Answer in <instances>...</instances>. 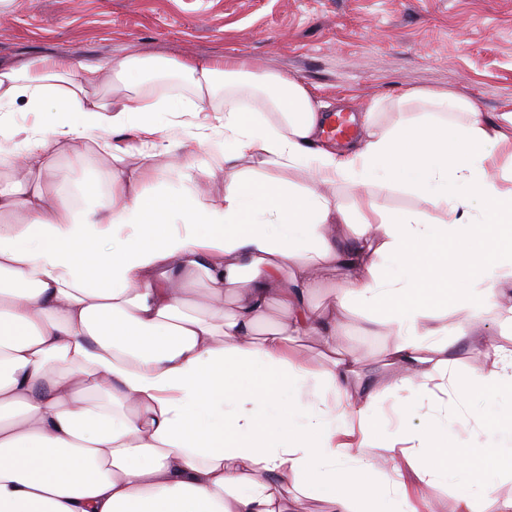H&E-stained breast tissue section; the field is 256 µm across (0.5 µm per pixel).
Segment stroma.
Listing matches in <instances>:
<instances>
[{
  "label": "stroma",
  "instance_id": "obj_1",
  "mask_svg": "<svg viewBox=\"0 0 512 512\" xmlns=\"http://www.w3.org/2000/svg\"><path fill=\"white\" fill-rule=\"evenodd\" d=\"M224 56L254 70L274 71L309 88L326 112L343 111L354 119L349 138L362 136L359 115L370 112L382 127L400 117L398 104L414 89H447L473 101L479 111L512 112V0H6L0 5V64L11 65L44 53L88 63L125 53ZM52 112L0 114V187L16 174L5 167L13 135L51 127ZM172 127L171 154L157 163L179 183L186 165L213 169V193L224 190L221 153L198 154L187 123L203 122L200 114L184 115ZM57 163L77 185L91 183L109 168L84 142H63ZM448 325L443 342L448 365L460 385H471L477 366H490L489 343L512 348L495 312L482 314L478 334L459 338L463 316L454 306L441 308ZM339 350L353 352L360 383L375 392L377 419L366 431L368 458L386 472L384 488L396 487L391 471L393 449L408 447L395 417L409 410L414 434L428 429L429 409L455 414L453 395L430 400L423 392L395 387L404 372L389 364L386 350L396 340L386 326L369 327L366 313L351 308L339 319Z\"/></svg>",
  "mask_w": 512,
  "mask_h": 512
}]
</instances>
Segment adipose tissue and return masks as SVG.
<instances>
[{"mask_svg":"<svg viewBox=\"0 0 512 512\" xmlns=\"http://www.w3.org/2000/svg\"><path fill=\"white\" fill-rule=\"evenodd\" d=\"M176 67L187 93H155L146 77ZM119 100H112L113 91ZM464 114L453 126L430 118L377 128L337 148L321 137L327 116L300 82L255 73L234 58L117 55L88 65L52 53L0 67V112L59 107L53 129L16 137L20 179L0 189V512H299L326 498L331 512H430L408 485L380 501L383 480L354 454L345 424L373 420V392L336 405L358 376L338 352L330 318L303 296L328 272L352 274L336 307L371 311L391 327L387 350L404 383L454 388L457 424L485 440L457 447L434 419L418 447L393 457L426 485L455 490L453 512H512L499 480L512 478V350L489 344L493 370L476 389L443 369L448 327L442 299L482 307L512 329V112L489 116L447 90L404 96ZM215 112L223 133L196 125L200 149L222 150L234 171L220 195L192 177L171 184L155 160L170 149L169 120ZM135 131L136 144L121 132ZM93 140L113 165L94 191L72 186L58 167L59 141ZM302 169L305 185L271 178ZM57 178L50 190L44 177ZM355 190L366 216L356 242L341 246V202L318 184ZM402 191L449 211L387 214L374 191ZM251 277L232 316L224 286ZM205 273L213 306L198 314L187 286ZM288 319L254 333L269 300ZM317 337L328 359L314 372L297 337Z\"/></svg>","mask_w":512,"mask_h":512,"instance_id":"obj_1","label":"adipose tissue"}]
</instances>
